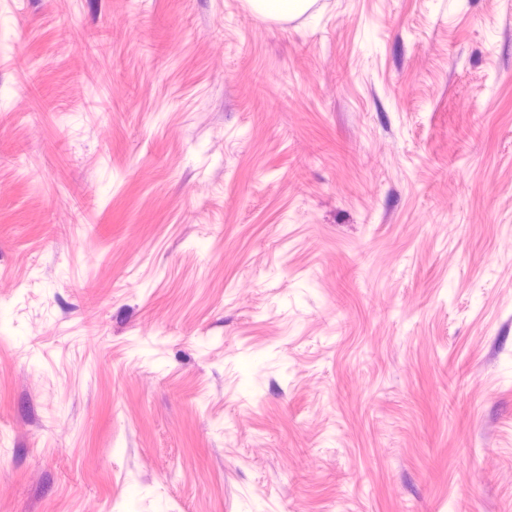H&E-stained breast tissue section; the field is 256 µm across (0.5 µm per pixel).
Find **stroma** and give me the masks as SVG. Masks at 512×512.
I'll use <instances>...</instances> for the list:
<instances>
[{"mask_svg":"<svg viewBox=\"0 0 512 512\" xmlns=\"http://www.w3.org/2000/svg\"><path fill=\"white\" fill-rule=\"evenodd\" d=\"M0 512H512V0H0Z\"/></svg>","mask_w":512,"mask_h":512,"instance_id":"35a3bbf8","label":"stroma"}]
</instances>
